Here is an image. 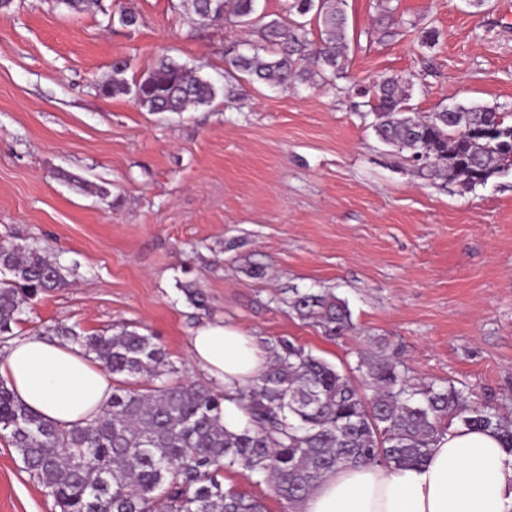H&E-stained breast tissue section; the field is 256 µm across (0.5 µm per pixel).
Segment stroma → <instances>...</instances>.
<instances>
[{
  "label": "stroma",
  "instance_id": "stroma-1",
  "mask_svg": "<svg viewBox=\"0 0 512 512\" xmlns=\"http://www.w3.org/2000/svg\"><path fill=\"white\" fill-rule=\"evenodd\" d=\"M100 4L0 12V243L47 248L68 281L25 306L14 332L133 326L164 346L175 381L211 388L189 353L208 322L292 340L359 387V357L381 339L412 383L452 382L512 420V170L470 192L422 176L377 140L357 93L398 76L422 117L449 103L512 113V0L480 14L466 0H400L393 19L346 0L353 86L243 81L180 114L98 85L119 60L135 83L171 46L221 89L239 28L172 0ZM122 7L136 27L114 21ZM430 27L439 40L422 44ZM308 291L346 301L353 331L331 337L296 315L288 302ZM0 512H57L1 437Z\"/></svg>",
  "mask_w": 512,
  "mask_h": 512
}]
</instances>
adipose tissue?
Listing matches in <instances>:
<instances>
[{
	"label": "adipose tissue",
	"mask_w": 512,
	"mask_h": 512,
	"mask_svg": "<svg viewBox=\"0 0 512 512\" xmlns=\"http://www.w3.org/2000/svg\"><path fill=\"white\" fill-rule=\"evenodd\" d=\"M192 361L231 391L264 371L268 358L244 331L207 323L190 339ZM0 381L42 418L62 426L101 414L112 376L83 350L40 336L10 340ZM301 512H512V453L492 432L450 428L418 466L358 465L324 476Z\"/></svg>",
	"instance_id": "1"
}]
</instances>
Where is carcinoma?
<instances>
[{"mask_svg": "<svg viewBox=\"0 0 512 512\" xmlns=\"http://www.w3.org/2000/svg\"><path fill=\"white\" fill-rule=\"evenodd\" d=\"M344 0H288L286 16L262 21L257 0H179L202 20L250 26L255 39L224 46V91L247 75L271 87L336 86L350 79ZM318 25L317 40L307 25ZM113 66L99 84L104 97L132 95L149 112H185L209 104L217 88L163 54L134 86ZM377 138L406 152L437 177L464 190L512 169L500 143L512 137V113L457 104L416 119L397 77L365 89ZM0 338L14 336L23 306L66 285L47 250L0 245ZM290 307L330 336L353 328L346 302L330 293L296 294ZM52 331L77 343L112 374V401L92 420L62 428L20 403L0 381V435L59 512H266L262 498L224 488L223 473L239 470L267 483L296 509L325 474L362 464L419 465L448 426L491 429L512 449V421L459 391L454 384L408 383L385 351L361 356L367 368L361 393L351 377L287 339L265 344L270 365L250 384L216 392L171 383L176 368L155 337L124 326L85 334L58 323ZM243 410L235 430L224 425V403Z\"/></svg>", "mask_w": 512, "mask_h": 512, "instance_id": "1", "label": "carcinoma"}]
</instances>
